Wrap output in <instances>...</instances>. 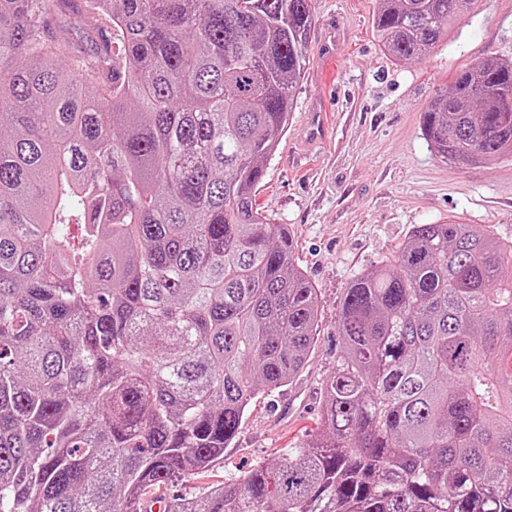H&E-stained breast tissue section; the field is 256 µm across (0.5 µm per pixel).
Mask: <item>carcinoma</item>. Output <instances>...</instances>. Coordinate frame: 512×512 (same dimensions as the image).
<instances>
[{"label":"carcinoma","mask_w":512,"mask_h":512,"mask_svg":"<svg viewBox=\"0 0 512 512\" xmlns=\"http://www.w3.org/2000/svg\"><path fill=\"white\" fill-rule=\"evenodd\" d=\"M313 0H0V512H143L208 470L320 321L255 193ZM477 0H378L396 60ZM445 162L512 158V60L422 113ZM83 228L72 244L71 228ZM319 430L165 512H512V240L415 224L346 288Z\"/></svg>","instance_id":"obj_1"}]
</instances>
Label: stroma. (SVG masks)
<instances>
[{
  "label": "stroma",
  "instance_id": "35a3bbf8",
  "mask_svg": "<svg viewBox=\"0 0 512 512\" xmlns=\"http://www.w3.org/2000/svg\"><path fill=\"white\" fill-rule=\"evenodd\" d=\"M314 8L310 63L256 201L272 223L292 230L296 261L318 290L315 343L292 384L252 402L223 458L164 485L169 498L202 496L317 431L344 292L412 225L453 219L512 239V162L444 163L422 133L427 104L453 73L488 56L512 59V0H482L431 55L406 62L377 38L376 0H315ZM317 109L327 112L329 128L310 144L304 117Z\"/></svg>",
  "mask_w": 512,
  "mask_h": 512
}]
</instances>
